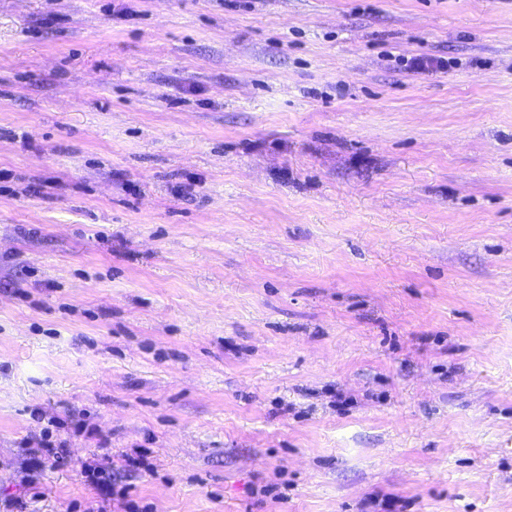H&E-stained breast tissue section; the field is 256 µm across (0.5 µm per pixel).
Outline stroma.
<instances>
[{
    "label": "stroma",
    "mask_w": 512,
    "mask_h": 512,
    "mask_svg": "<svg viewBox=\"0 0 512 512\" xmlns=\"http://www.w3.org/2000/svg\"><path fill=\"white\" fill-rule=\"evenodd\" d=\"M97 503L512 512V0H0V512Z\"/></svg>",
    "instance_id": "stroma-1"
}]
</instances>
